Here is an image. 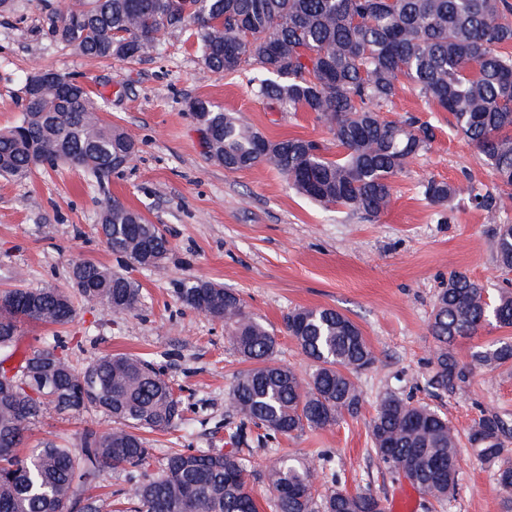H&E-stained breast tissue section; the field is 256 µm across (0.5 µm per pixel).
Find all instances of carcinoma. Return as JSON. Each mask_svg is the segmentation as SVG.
Here are the masks:
<instances>
[{
	"label": "carcinoma",
	"mask_w": 512,
	"mask_h": 512,
	"mask_svg": "<svg viewBox=\"0 0 512 512\" xmlns=\"http://www.w3.org/2000/svg\"><path fill=\"white\" fill-rule=\"evenodd\" d=\"M49 33L76 53L130 61L156 48L159 36L185 31L196 39L204 67L234 74L255 66L249 79L260 97L285 109L312 112L327 127L339 155L303 138L270 141L228 112L196 100L190 108L209 133L206 153L230 171L266 164L289 186L325 207L343 206L377 217L391 203L392 179L429 149L430 125L410 117L385 121L402 81L452 115V128L478 151L504 186H512V6L507 0H80L47 8ZM136 143L102 119L86 86L52 70L30 76L21 120L0 131V175L22 180L39 166L81 167L104 181L127 166ZM423 193L444 206L466 193L491 209L497 198L469 186L430 180ZM98 232L107 248L139 268L161 265L169 241L151 223L114 199L101 207ZM499 270L512 273V224L495 236ZM85 303L128 315L141 304L138 285L124 272L78 259L69 270ZM0 353H14L26 323L64 326L76 309L50 286H19L0 293ZM182 304L224 323L233 352L251 367L234 380L228 403L239 420L232 437L249 428L263 437L331 429L358 414V373L376 356L360 328L333 308H296L284 327L312 363L308 377L276 360L274 331L233 291L202 279L176 284ZM512 327V291L495 295L461 272L441 289L428 324L435 339L430 385L453 392L477 368L512 366V338L479 347L461 363L452 351L460 337L485 323ZM65 344L45 340L23 356L15 390L0 389V512H112V504L84 497L112 468L139 473L131 512H258L237 454H168L159 474L145 432L169 431L182 419L180 397L161 367L140 357L102 354L83 366L59 355ZM91 408L113 427L83 430L76 447L44 441L30 456L16 450L50 409L80 414ZM512 431L495 415L471 427L473 453L494 470L512 507ZM372 449L392 475L403 469L423 494L442 500L458 482L459 440L443 413L396 394L384 396L371 421ZM276 512H385L369 491L334 488L314 494L318 473L283 457L269 471Z\"/></svg>",
	"instance_id": "obj_1"
}]
</instances>
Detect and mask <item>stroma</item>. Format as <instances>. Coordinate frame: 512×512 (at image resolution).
<instances>
[{
  "mask_svg": "<svg viewBox=\"0 0 512 512\" xmlns=\"http://www.w3.org/2000/svg\"><path fill=\"white\" fill-rule=\"evenodd\" d=\"M52 70L85 83L100 100L107 120L138 143L133 162L98 184L85 170L40 168L23 181L0 177V291L49 283L71 292L69 266L81 258L117 269L122 262L99 237L96 225L104 198L119 199L170 241L157 268L130 269L140 286L139 310L114 316L98 305L78 304L63 327L24 325L20 349L62 336L75 365L103 353H125L161 362L185 407L182 425L149 434L147 473L160 470L177 448L230 450L244 458L246 478L259 505L271 512L267 472L284 454L305 458L319 471V492L339 487L370 490L391 501L404 477L389 474L372 450L369 425L382 396L394 393L443 412L460 438L474 419L499 415L512 426V368L474 370L451 393L429 384L434 339L432 308L450 272L466 273L489 291L505 287L495 262V232L512 224V188L497 187L475 148L455 135L448 113L402 87L381 115L409 117L434 126L430 149L393 179V199L379 217L347 208L322 207L289 187L263 164L230 172L204 153L201 132L188 105L205 100L271 141L289 137L326 144L329 131L311 112H288L256 96L250 70L224 76L208 72L194 41L170 31L148 56L133 62L80 56L47 33L43 0H13L0 12V129L23 112L28 76ZM472 185L495 192L496 207H474L467 195L438 206L424 198L428 180ZM208 280L238 293L250 312L278 330L280 363L305 374L310 368L296 342L283 333V319L299 307H330L351 318L377 356L359 374L360 412L334 428L258 441L256 432L229 437L228 392L245 370L230 348L222 323L182 305L176 283ZM112 421L89 412L68 418L47 415L30 433L29 448L44 440L75 442L87 427L106 430ZM417 512H505L493 473L462 451L458 494L440 503L419 495Z\"/></svg>",
  "mask_w": 512,
  "mask_h": 512,
  "instance_id": "35a3bbf8",
  "label": "stroma"
}]
</instances>
